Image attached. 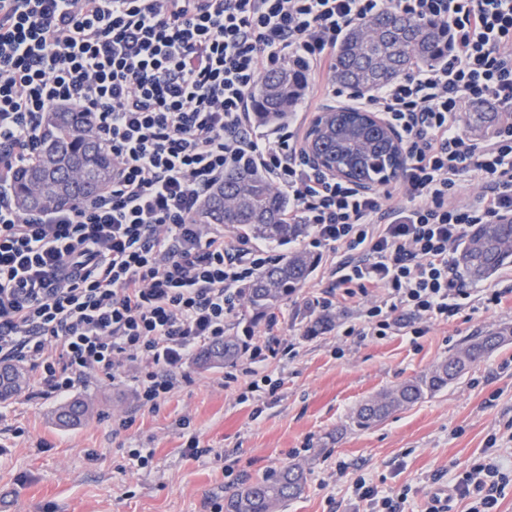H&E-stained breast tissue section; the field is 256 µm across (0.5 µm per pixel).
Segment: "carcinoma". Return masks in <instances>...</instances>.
I'll return each mask as SVG.
<instances>
[{
  "label": "carcinoma",
  "instance_id": "obj_1",
  "mask_svg": "<svg viewBox=\"0 0 512 512\" xmlns=\"http://www.w3.org/2000/svg\"><path fill=\"white\" fill-rule=\"evenodd\" d=\"M447 33L433 22L383 12L351 29L336 51L334 78L347 88H367L391 81L416 64L433 65L446 52ZM304 87L303 72L295 67L267 72L255 90L260 126L288 117ZM305 143L346 172L358 185L383 184L403 169L405 156L393 145L385 129L361 118L355 110H342L308 133ZM112 182V152L99 139L93 115L68 109L43 114L35 161L18 170L13 194L23 211L73 205L93 197ZM288 200L275 193L269 180L249 165L224 174L220 186L202 205L201 216L211 224L241 226L257 239L286 244L303 233L300 224H285L282 214ZM512 262V222L477 224L457 257L463 280L478 281ZM317 257L298 249L280 255L259 270L242 289L244 301L258 319L282 305L313 272ZM512 340V326L470 336L448 358L426 374L361 404L352 416L359 429H368L394 411L431 396L458 380L473 364ZM240 339L229 334L224 341L204 349L198 364L214 367L239 355ZM25 372L0 368V399L22 392ZM87 402L76 397L56 410L62 427L79 425L89 414ZM304 470L286 465L253 481H245L224 497V512H281L303 490Z\"/></svg>",
  "mask_w": 512,
  "mask_h": 512
}]
</instances>
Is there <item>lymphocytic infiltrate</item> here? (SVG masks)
Returning a JSON list of instances; mask_svg holds the SVG:
<instances>
[{"mask_svg": "<svg viewBox=\"0 0 512 512\" xmlns=\"http://www.w3.org/2000/svg\"><path fill=\"white\" fill-rule=\"evenodd\" d=\"M438 23L448 48L435 66L343 93L331 74L347 32L388 11ZM291 63L316 80L299 103L347 97L397 130L406 156L393 186L366 194L309 163L298 117L259 130L253 95ZM495 115L483 137L466 106ZM92 113L112 151V183L77 205L24 213L11 191L36 158L43 112ZM241 164L288 199L286 223L328 251L330 283L356 318L343 336L425 335L465 306L499 305L504 290L463 287L455 254L476 224L512 219V0H0V365H25L33 395H65L131 378L158 409L190 382L186 362L223 339L241 291L275 257L246 231L200 221L203 199ZM479 191L462 199L461 184ZM249 386L294 343L241 329ZM500 457L452 486L471 512H497Z\"/></svg>", "mask_w": 512, "mask_h": 512, "instance_id": "f902f5d3", "label": "lymphocytic infiltrate"}]
</instances>
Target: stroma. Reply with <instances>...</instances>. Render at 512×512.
Here are the masks:
<instances>
[{
    "mask_svg": "<svg viewBox=\"0 0 512 512\" xmlns=\"http://www.w3.org/2000/svg\"><path fill=\"white\" fill-rule=\"evenodd\" d=\"M328 273L321 260L280 307L279 337L298 354L265 362L281 382L276 394L240 402L238 389L222 385L224 367L191 362V383L155 411L139 406L129 382L76 388L93 414L72 428L52 419L60 399L23 392L0 401V512H210L243 481L294 463L304 464L305 485L285 512H372L354 491L360 477L380 495L406 493L400 512H425L430 494L447 492L489 437L497 455L512 458V341L435 395L371 428L350 425L360 404L428 371L467 337L512 326V263L480 282L506 289L501 304L464 310L419 338L339 336L338 324L355 316L347 303L336 326L310 332L305 307ZM127 415L132 427L113 434V420ZM193 435L205 449L197 459L185 451ZM132 448L152 451L149 467L130 459Z\"/></svg>",
    "mask_w": 512,
    "mask_h": 512,
    "instance_id": "35a3bbf8",
    "label": "stroma"
}]
</instances>
